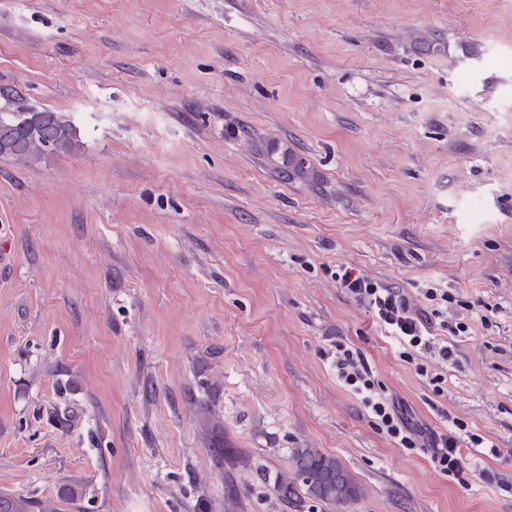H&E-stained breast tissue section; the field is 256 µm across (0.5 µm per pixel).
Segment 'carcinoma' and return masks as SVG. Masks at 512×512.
<instances>
[{"label":"carcinoma","mask_w":512,"mask_h":512,"mask_svg":"<svg viewBox=\"0 0 512 512\" xmlns=\"http://www.w3.org/2000/svg\"><path fill=\"white\" fill-rule=\"evenodd\" d=\"M0 136L13 139L15 147L0 156L19 163H33L53 153H67L81 146L77 127L50 110H37L24 103L23 96L11 87H0ZM271 163L284 178L303 173L307 159L288 149L272 148ZM225 467L232 471L246 465L247 456L226 445L215 449ZM291 476L276 478L274 488L280 499L296 509L307 500L343 508L356 501L361 487L353 473L336 457L317 448H294L289 457ZM0 512H31V502L21 496H0Z\"/></svg>","instance_id":"1"}]
</instances>
